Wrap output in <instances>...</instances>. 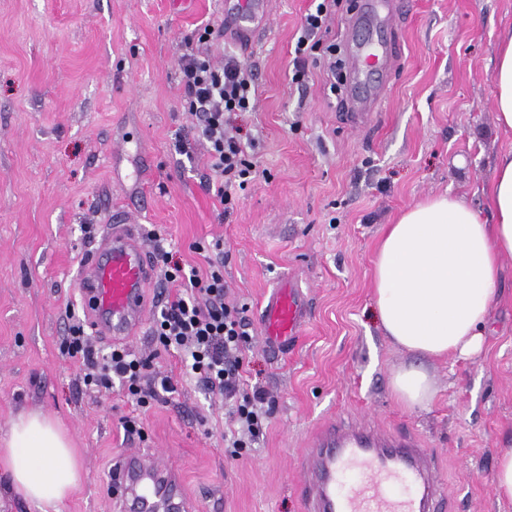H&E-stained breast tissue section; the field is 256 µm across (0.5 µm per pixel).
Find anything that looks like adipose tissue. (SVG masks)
I'll use <instances>...</instances> for the list:
<instances>
[{
  "instance_id": "obj_1",
  "label": "adipose tissue",
  "mask_w": 512,
  "mask_h": 512,
  "mask_svg": "<svg viewBox=\"0 0 512 512\" xmlns=\"http://www.w3.org/2000/svg\"><path fill=\"white\" fill-rule=\"evenodd\" d=\"M499 126L512 131V28L499 42L494 71ZM485 211L439 196L386 225L373 261V302L385 334L431 359L470 358L485 345L500 260L512 255V150L501 153L484 190ZM406 406H428L435 394L419 367L391 380ZM0 471L12 494L39 512L59 506L80 481L77 456L61 427L41 413L19 415L0 439Z\"/></svg>"
}]
</instances>
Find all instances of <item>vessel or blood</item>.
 Returning a JSON list of instances; mask_svg holds the SVG:
<instances>
[{
	"label": "vessel or blood",
	"instance_id": "obj_1",
	"mask_svg": "<svg viewBox=\"0 0 512 512\" xmlns=\"http://www.w3.org/2000/svg\"><path fill=\"white\" fill-rule=\"evenodd\" d=\"M224 14L225 38L249 46L264 31L269 0H237ZM396 0H363L348 38L345 98L355 125L372 124L379 108L377 87L392 75L401 56ZM111 227L84 257L82 308L95 335L126 341L145 323V291L153 266L138 235L134 212L113 210ZM307 315V302L294 284L276 288L262 321L272 348L292 346ZM124 512H190L181 477L141 453L125 455L111 475ZM295 490L305 512H446L447 500L435 459L409 431L369 422L336 421L311 441Z\"/></svg>",
	"mask_w": 512,
	"mask_h": 512
}]
</instances>
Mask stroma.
<instances>
[{
    "label": "stroma",
    "mask_w": 512,
    "mask_h": 512,
    "mask_svg": "<svg viewBox=\"0 0 512 512\" xmlns=\"http://www.w3.org/2000/svg\"><path fill=\"white\" fill-rule=\"evenodd\" d=\"M253 50L255 111L238 123L261 174L225 210L208 183V144L184 101L179 60L194 31L222 26L224 0H0V437L21 412L70 433L81 466L61 512H122L112 468L133 450L165 455L198 512H301L302 456L333 420L407 428L435 457L452 512H512L493 491L498 449L512 448V256L501 260L485 352L427 360L383 336L374 316L373 259L382 228L403 210L450 195L475 209L512 132L497 125L493 73L512 0H403L402 63L381 90L374 127L346 122L323 60L291 82L302 16L313 0H270ZM139 209L149 253L173 251L206 271L194 246L224 243V281L244 306L248 386L272 414L239 459L224 454L223 396L183 381L178 355L150 328L130 343L177 383L137 409L119 388L89 390L60 343L81 315L79 269L113 208ZM294 280L308 302L287 352L265 342L266 298ZM425 368L428 409L391 391L401 366ZM138 414L144 439L127 438Z\"/></svg>",
    "instance_id": "35a3bbf8"
}]
</instances>
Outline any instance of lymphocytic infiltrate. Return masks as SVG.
Listing matches in <instances>:
<instances>
[{"label":"lymphocytic infiltrate","mask_w":512,"mask_h":512,"mask_svg":"<svg viewBox=\"0 0 512 512\" xmlns=\"http://www.w3.org/2000/svg\"><path fill=\"white\" fill-rule=\"evenodd\" d=\"M340 0H316L303 19L294 47L291 80L302 84L307 62L317 48V36L328 29ZM188 109L194 112L203 138L209 144V166L219 184L215 193L224 207H232L237 190L257 175L235 120L256 105V75L238 58L226 57L215 64L208 54L186 51L179 62ZM157 261L166 282L178 291L168 296L157 312L152 336L164 350L183 359L186 374L230 403L232 430L224 438V452L239 456L261 431L268 417L269 401L263 391L245 389L241 354L248 341L242 308L227 298L224 272L211 266L207 274L185 270L173 254L159 250ZM69 358L81 362L85 386L111 388L119 384L137 404L146 405L164 393L175 392L171 377L152 370L148 360L129 348L116 346L106 355L92 349L83 323H73L61 345Z\"/></svg>","instance_id":"1"}]
</instances>
